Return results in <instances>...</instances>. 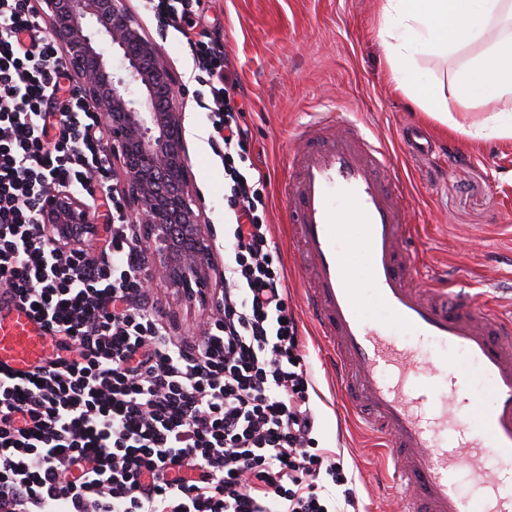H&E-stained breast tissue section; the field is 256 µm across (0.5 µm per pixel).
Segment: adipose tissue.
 Here are the masks:
<instances>
[{
	"label": "adipose tissue",
	"mask_w": 512,
	"mask_h": 512,
	"mask_svg": "<svg viewBox=\"0 0 512 512\" xmlns=\"http://www.w3.org/2000/svg\"><path fill=\"white\" fill-rule=\"evenodd\" d=\"M392 78L434 122L467 140H512V0H379ZM454 60L452 95L418 81V56ZM499 102L477 118L472 107Z\"/></svg>",
	"instance_id": "adipose-tissue-1"
}]
</instances>
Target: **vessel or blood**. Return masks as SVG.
Wrapping results in <instances>:
<instances>
[{
    "instance_id": "vessel-or-blood-1",
    "label": "vessel or blood",
    "mask_w": 512,
    "mask_h": 512,
    "mask_svg": "<svg viewBox=\"0 0 512 512\" xmlns=\"http://www.w3.org/2000/svg\"><path fill=\"white\" fill-rule=\"evenodd\" d=\"M283 194L288 247L301 273L311 325L341 404L359 414L390 462L386 480L401 491L397 512H512V473L486 458L512 461V313L479 297L453 295L447 283L415 287L422 271L409 242L415 228L401 202L404 186L385 152L356 124L326 112L300 124ZM357 226L371 295L384 322L368 318L351 283L340 242V210ZM407 332L433 351L425 371ZM50 344L46 332L0 300V367L26 369ZM485 382L487 404L476 418L454 406ZM471 474L475 494L460 490Z\"/></svg>"
}]
</instances>
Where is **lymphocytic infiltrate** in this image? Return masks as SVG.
<instances>
[{
  "instance_id": "lymphocytic-infiltrate-1",
  "label": "lymphocytic infiltrate",
  "mask_w": 512,
  "mask_h": 512,
  "mask_svg": "<svg viewBox=\"0 0 512 512\" xmlns=\"http://www.w3.org/2000/svg\"><path fill=\"white\" fill-rule=\"evenodd\" d=\"M151 4L208 88L196 102L224 165L219 314L200 335L171 334L121 197L100 257L38 230L43 191L94 199L112 159L31 0H0V294L53 344L0 370V512H331L322 479L343 463L309 451L311 375L257 213L264 173L245 163L233 58L221 34L190 33L193 0Z\"/></svg>"
}]
</instances>
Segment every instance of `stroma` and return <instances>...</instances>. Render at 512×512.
Instances as JSON below:
<instances>
[{
	"label": "stroma",
	"instance_id": "stroma-1",
	"mask_svg": "<svg viewBox=\"0 0 512 512\" xmlns=\"http://www.w3.org/2000/svg\"><path fill=\"white\" fill-rule=\"evenodd\" d=\"M376 0H202L192 16L195 30L219 29L232 52L246 103L240 123L249 133V153L267 176L261 189L266 224L282 249L288 303L298 321L313 368L311 406L320 427L314 452L344 460L343 475L329 492L343 512L345 490H354L361 512H386L395 496L383 479L384 462L364 447L336 398L322 344L305 315L300 278L288 247V201L280 192L299 144L298 125L311 113L340 109L384 148L404 185L402 202L416 229L412 246L430 275L448 274L455 288L512 311V141L470 143L441 134L417 105L388 79L386 46ZM145 35L156 39L176 75L194 185L203 220L213 232V294L224 288V168L207 144V110L193 97L192 58L176 32L160 36L148 0H128ZM420 129L431 149L403 151L402 137ZM151 300L172 334L184 336L216 312L214 304L188 299L155 282Z\"/></svg>",
	"mask_w": 512,
	"mask_h": 512
}]
</instances>
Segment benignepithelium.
<instances>
[{"mask_svg": "<svg viewBox=\"0 0 512 512\" xmlns=\"http://www.w3.org/2000/svg\"><path fill=\"white\" fill-rule=\"evenodd\" d=\"M48 32L63 49L73 86L104 118V144L123 174L126 206L142 225L146 266L169 287L206 298L212 235L202 223L200 197L174 97L176 78L158 43L146 36L127 0H44ZM38 223L53 240L93 223L76 194L50 187Z\"/></svg>", "mask_w": 512, "mask_h": 512, "instance_id": "1", "label": "benign epithelium"}]
</instances>
